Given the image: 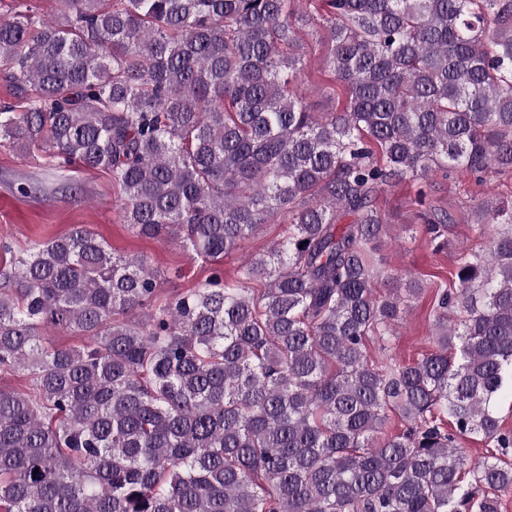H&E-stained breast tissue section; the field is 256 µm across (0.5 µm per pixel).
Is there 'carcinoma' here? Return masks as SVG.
Here are the masks:
<instances>
[{
    "instance_id": "cac0c4a2",
    "label": "carcinoma",
    "mask_w": 512,
    "mask_h": 512,
    "mask_svg": "<svg viewBox=\"0 0 512 512\" xmlns=\"http://www.w3.org/2000/svg\"><path fill=\"white\" fill-rule=\"evenodd\" d=\"M25 0L0 15V141L105 169L138 235L192 259L288 230L236 280L162 300L82 226L0 269V512H500L512 492V202L434 309L436 351L368 359L401 304L376 289L386 188L512 173V0H323L343 107L311 111L291 0ZM434 238L453 216L425 207ZM264 287L256 290L252 284ZM84 338L46 348L42 330ZM396 415L400 434L382 435ZM500 449L468 470L458 440ZM39 473H34V469Z\"/></svg>"
}]
</instances>
